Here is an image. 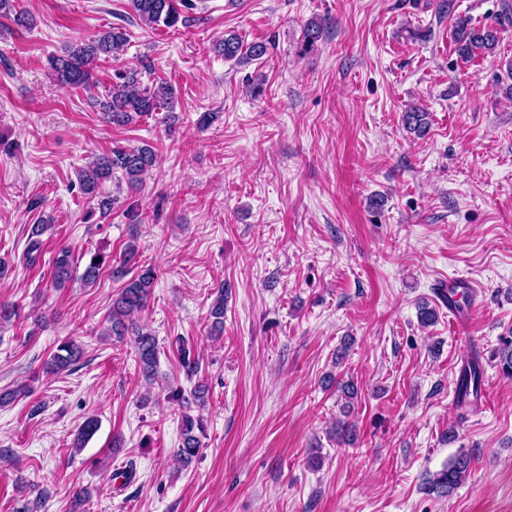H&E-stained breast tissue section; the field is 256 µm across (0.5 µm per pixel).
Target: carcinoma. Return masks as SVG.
<instances>
[{
  "label": "carcinoma",
  "mask_w": 512,
  "mask_h": 512,
  "mask_svg": "<svg viewBox=\"0 0 512 512\" xmlns=\"http://www.w3.org/2000/svg\"><path fill=\"white\" fill-rule=\"evenodd\" d=\"M133 13L148 25L163 24L174 28L185 25L189 17L179 12L175 0H130ZM0 16L14 17L17 25L30 28L34 25L33 18L24 11L15 10L12 0H0ZM325 29L327 20H311L303 29V42L312 47L318 42ZM499 29L490 24L477 27L470 17L457 15L452 17L451 38L455 52L467 60L478 53H491L496 48ZM127 42L126 34L118 27L102 31L87 40H81L70 46L63 54L49 60V69L55 80L74 87L89 85L92 72L102 57L118 58ZM218 51L227 60L248 63L258 60L267 54V46L262 42L244 43L237 34H228L218 44ZM150 70V65L141 64V68H119L112 76V90L107 100L98 105L107 119L117 125L125 126L135 119L147 116L161 108L169 109L172 105L174 90L167 84L155 86L141 82L142 73ZM403 122L407 130L417 136L427 133L430 125V114L419 106H412L403 113ZM156 163L154 152L145 146L132 148H116L108 153L95 156L86 169L79 175L82 191L97 199L100 215L105 217L112 211L113 199L99 194L100 187L111 180L116 173H122L127 186L136 189L141 184V176ZM51 228L49 224L31 226L25 259L32 262L43 249L41 236ZM105 260L95 254L86 265L82 279L87 284L94 283L100 276ZM74 260L69 247L61 246L52 259L53 283L57 286L71 279ZM155 275L147 267L128 279L112 299V310L109 314V335L122 338L134 337L140 367L149 378L154 375L158 362V343L155 336L134 320L135 314L142 311L154 286ZM210 330L219 333L224 326V288L211 303ZM82 353L81 345L69 339L57 347L45 363L44 370L48 374H59L75 365ZM482 380L481 367L478 360L467 363L462 371L458 386V397L465 399L468 383L479 387ZM202 429V422L187 415L181 426V446L177 450V459L182 466H187L199 451L200 439L194 429ZM98 429V420L89 418L84 421L73 444L82 448L86 440ZM470 453L461 451L456 454L440 472L428 481L427 490L438 497L445 498L461 485L470 474Z\"/></svg>",
  "instance_id": "obj_1"
}]
</instances>
